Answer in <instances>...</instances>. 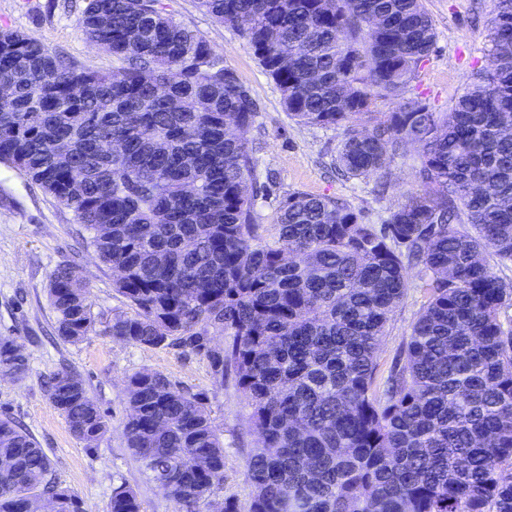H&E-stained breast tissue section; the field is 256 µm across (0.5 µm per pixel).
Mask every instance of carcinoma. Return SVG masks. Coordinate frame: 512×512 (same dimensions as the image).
<instances>
[{
  "label": "carcinoma",
  "instance_id": "carcinoma-1",
  "mask_svg": "<svg viewBox=\"0 0 512 512\" xmlns=\"http://www.w3.org/2000/svg\"><path fill=\"white\" fill-rule=\"evenodd\" d=\"M252 47L289 119L340 133L334 165L381 178L410 144L424 193L386 223L329 195L292 192L273 240L255 210L271 185L241 132L258 105L233 69L166 0H84L86 38L122 64L76 68L17 30L0 29V164L30 178L88 232L113 288L134 309L112 340L188 348L230 369L261 437L247 505L215 497L224 442L203 399L164 374L127 379L128 448L175 512H512V302L486 256L512 264V0H497L489 67L439 115L410 83L436 31L424 0H197ZM379 99L392 111L374 112ZM113 141L123 150L102 147ZM429 272L405 364L377 396L376 353L408 288ZM75 264L51 274L59 339L95 318ZM229 336L223 349L200 332ZM0 338V366L27 357ZM49 399L91 451L109 423L83 380L62 368ZM0 512H83L49 456L0 418ZM107 512H142L112 488Z\"/></svg>",
  "mask_w": 512,
  "mask_h": 512
}]
</instances>
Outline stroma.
<instances>
[{"label": "stroma", "mask_w": 512, "mask_h": 512, "mask_svg": "<svg viewBox=\"0 0 512 512\" xmlns=\"http://www.w3.org/2000/svg\"><path fill=\"white\" fill-rule=\"evenodd\" d=\"M168 2L176 17L223 57L258 104L245 137L260 146L258 178L270 175L275 181L274 197L257 205L263 224H274L279 198L295 191L343 198L366 221L381 224L408 191L421 190L416 146L392 163L385 189H378L374 176H338L332 166L338 132L290 120L279 89L233 28L200 10L196 0ZM83 6V0H0V29L21 31L76 67L118 70L111 55L85 38L80 26ZM425 7L435 27L436 47L409 91L435 111L445 112L468 77L488 63L485 35L497 2L425 0ZM83 232L71 211L37 183L0 165V336L14 338L29 361L22 379L0 380V415L9 414L24 425L51 459L55 478L78 495L84 512H105L113 486L122 483L137 492L142 512H174L173 503L147 479L123 436L127 377L143 369L161 372L180 388L202 394L224 440L220 495L246 503L251 493L246 454L257 445L258 436L250 427V409L233 374L218 376L206 357L187 349L133 346L104 336L112 318L131 313L132 308L114 290L111 269L83 244ZM69 262L82 271L97 329L96 335L77 344L56 338L55 313L47 297L53 270ZM427 278L422 267H409L410 288L377 351L380 376L404 361V346L426 300L422 284ZM64 367L81 376L109 421L110 430L96 451L87 450L73 436L48 398L46 377Z\"/></svg>", "instance_id": "obj_1"}]
</instances>
